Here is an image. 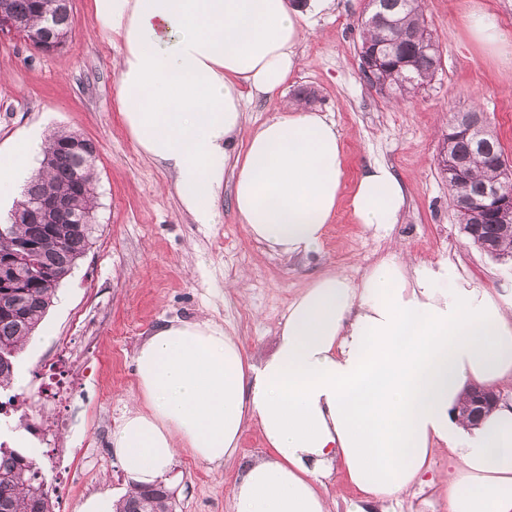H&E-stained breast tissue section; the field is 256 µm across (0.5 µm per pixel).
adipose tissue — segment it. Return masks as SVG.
<instances>
[{
  "mask_svg": "<svg viewBox=\"0 0 512 512\" xmlns=\"http://www.w3.org/2000/svg\"><path fill=\"white\" fill-rule=\"evenodd\" d=\"M123 53L115 97L136 148L175 179L182 207L213 223L223 189L249 234L286 256L320 253L341 199L340 133L292 104L254 129L246 101L297 69L303 15L287 0H92ZM37 139L0 150V197L41 158ZM405 189L382 163L363 167L349 202L357 223L397 224ZM139 407L112 451L131 487L169 480L181 450L221 464L246 420L269 457L249 461L235 512H334L322 490L342 467L362 498L422 485L448 451V512H512V406L469 425L468 384L512 383V292L461 282L447 264L414 266L402 250L354 279L330 267L288 307L271 352L252 363L213 321L169 320L134 355Z\"/></svg>",
  "mask_w": 512,
  "mask_h": 512,
  "instance_id": "1",
  "label": "adipose tissue"
}]
</instances>
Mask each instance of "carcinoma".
I'll return each instance as SVG.
<instances>
[{"label": "carcinoma", "instance_id": "cac0c4a2", "mask_svg": "<svg viewBox=\"0 0 512 512\" xmlns=\"http://www.w3.org/2000/svg\"><path fill=\"white\" fill-rule=\"evenodd\" d=\"M9 2L15 11L32 18V32L46 28L64 38L71 34L68 14L39 17L34 0ZM364 10L368 17L363 22L361 65L369 64L375 54L381 57L376 68L364 72L369 84L381 91L394 90L405 95L429 85L439 70L441 56L421 0H372L364 5ZM75 138L77 134L67 131H58L49 138L42 150L40 167L26 184L22 202L29 203L47 193L63 195L70 199L74 216L94 217V155L83 159L66 150L65 145ZM442 141L447 157L468 164L464 180L448 183L451 201L460 196L479 201L492 186L512 190V182L507 184L503 178L512 164L505 159L500 141L491 130L476 137L450 127L442 134ZM466 223L473 226L472 240L491 241L501 250L512 252V233L505 232L512 229L511 215L482 214ZM28 230L26 224H0V248L11 247ZM92 230L91 223L89 233L71 235L64 241L50 234L43 236L39 245L43 263L60 273L74 269L92 245ZM60 284L55 277L41 279L21 298L22 320L0 317V392L12 388L15 354L43 320ZM41 482L34 456L0 444V512H51ZM116 512H173L172 498L163 495L159 488L148 492L130 490L116 504Z\"/></svg>", "mask_w": 512, "mask_h": 512}]
</instances>
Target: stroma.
I'll return each mask as SVG.
<instances>
[{"mask_svg":"<svg viewBox=\"0 0 512 512\" xmlns=\"http://www.w3.org/2000/svg\"><path fill=\"white\" fill-rule=\"evenodd\" d=\"M91 4L72 0V34L56 52L0 38V146L24 132L66 130L97 149L93 245L24 343L14 400L0 406V442L11 448L26 440L52 512H80L90 498L127 493L111 440L136 405L135 350L164 321L220 323L256 361L271 350L289 304L326 264L357 278L398 243L412 262H444L457 279L494 293L512 290V262L491 258L461 232L438 161L450 117L476 105L512 159V65L465 24L482 8L512 44V0H421L441 68L430 85L403 98L372 87L362 73V0H333L305 17L298 70L277 92L248 101L247 127L296 102L300 90H314L312 108L342 136L343 197L374 162L390 166L406 188L400 221L385 231L366 230L340 205L321 254L309 258L284 256L250 237L230 193L214 223H195L182 209L171 173L139 153L123 129L115 99L122 44L101 36ZM269 453L253 421L236 455L220 466L180 451L175 512H235L243 462ZM453 463L450 454L438 456L428 484L386 502L387 512H448Z\"/></svg>","mask_w":512,"mask_h":512,"instance_id":"obj_1","label":"stroma"}]
</instances>
